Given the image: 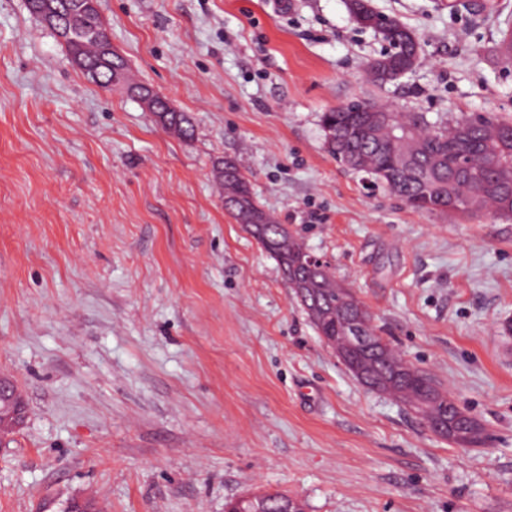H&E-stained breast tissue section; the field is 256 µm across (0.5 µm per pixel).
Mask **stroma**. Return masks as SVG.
Returning a JSON list of instances; mask_svg holds the SVG:
<instances>
[{
    "label": "stroma",
    "instance_id": "1",
    "mask_svg": "<svg viewBox=\"0 0 512 512\" xmlns=\"http://www.w3.org/2000/svg\"><path fill=\"white\" fill-rule=\"evenodd\" d=\"M489 2L371 0L421 45L378 86L385 44L346 0H97L132 80L191 117L183 140L0 0V376L26 406L0 432V512H224L273 492L305 512H512V214L413 211L321 126L368 100L512 122L494 54L512 0ZM225 158L484 443L434 435L339 362L225 210Z\"/></svg>",
    "mask_w": 512,
    "mask_h": 512
}]
</instances>
